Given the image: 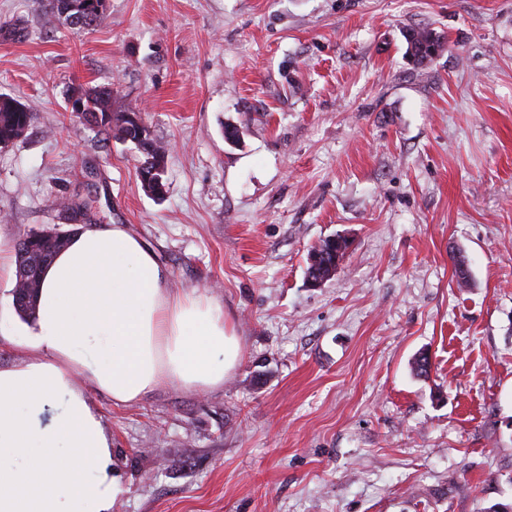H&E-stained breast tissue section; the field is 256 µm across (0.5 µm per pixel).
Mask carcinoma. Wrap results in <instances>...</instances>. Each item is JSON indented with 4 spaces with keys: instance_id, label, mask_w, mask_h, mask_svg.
Returning a JSON list of instances; mask_svg holds the SVG:
<instances>
[{
    "instance_id": "obj_1",
    "label": "carcinoma",
    "mask_w": 512,
    "mask_h": 512,
    "mask_svg": "<svg viewBox=\"0 0 512 512\" xmlns=\"http://www.w3.org/2000/svg\"><path fill=\"white\" fill-rule=\"evenodd\" d=\"M433 30L428 27L410 28L405 33L406 55L417 68L433 62L432 48L443 49L444 44L431 40ZM87 112L79 120L99 129L105 138L133 142L143 155V161L159 156L158 141L147 131L137 132L120 125V113L112 108V89L108 87H80ZM33 120V114L20 109V103L9 96L0 95V145L20 138ZM69 234L57 229L40 230L27 234L15 245L16 277L28 282V287L40 285L43 270L66 245ZM38 293H28L15 303L18 314L26 319L33 316Z\"/></svg>"
}]
</instances>
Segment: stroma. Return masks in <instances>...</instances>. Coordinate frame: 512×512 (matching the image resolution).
<instances>
[{"label": "stroma", "instance_id": "obj_1", "mask_svg": "<svg viewBox=\"0 0 512 512\" xmlns=\"http://www.w3.org/2000/svg\"><path fill=\"white\" fill-rule=\"evenodd\" d=\"M415 27L447 43L421 69ZM79 85L141 109L162 196L67 111ZM1 94L33 121L0 147V239L125 225L240 338L214 390L88 388L127 485L112 512L512 505V0H108L89 31L0 0ZM331 235L352 247L311 286Z\"/></svg>", "mask_w": 512, "mask_h": 512}]
</instances>
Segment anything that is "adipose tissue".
I'll list each match as a JSON object with an SVG mask.
<instances>
[{
	"label": "adipose tissue",
	"instance_id": "ef3b65f1",
	"mask_svg": "<svg viewBox=\"0 0 512 512\" xmlns=\"http://www.w3.org/2000/svg\"><path fill=\"white\" fill-rule=\"evenodd\" d=\"M7 333L36 356L0 366V512H111L124 495L80 375L124 406L163 381L223 386L242 355L222 307L171 288L150 244L121 224L72 234L43 273L32 327Z\"/></svg>",
	"mask_w": 512,
	"mask_h": 512
}]
</instances>
